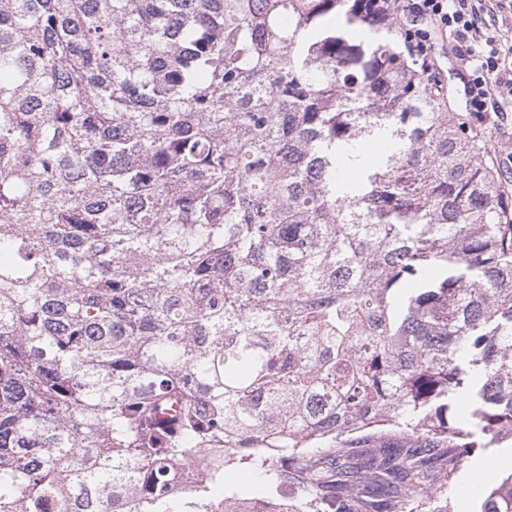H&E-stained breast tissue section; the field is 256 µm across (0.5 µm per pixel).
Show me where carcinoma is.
Returning a JSON list of instances; mask_svg holds the SVG:
<instances>
[{"instance_id":"obj_1","label":"carcinoma","mask_w":512,"mask_h":512,"mask_svg":"<svg viewBox=\"0 0 512 512\" xmlns=\"http://www.w3.org/2000/svg\"><path fill=\"white\" fill-rule=\"evenodd\" d=\"M399 37L388 0H0V512H414L512 441V194ZM207 477L203 464H194L190 468L180 466L172 472V484L175 493H182L190 487L202 483Z\"/></svg>"}]
</instances>
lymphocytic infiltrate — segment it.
Here are the masks:
<instances>
[{
  "label": "lymphocytic infiltrate",
  "instance_id": "obj_1",
  "mask_svg": "<svg viewBox=\"0 0 512 512\" xmlns=\"http://www.w3.org/2000/svg\"><path fill=\"white\" fill-rule=\"evenodd\" d=\"M401 23H429L448 35L463 69V94L476 113L512 103V39L485 21L483 0H393Z\"/></svg>",
  "mask_w": 512,
  "mask_h": 512
}]
</instances>
